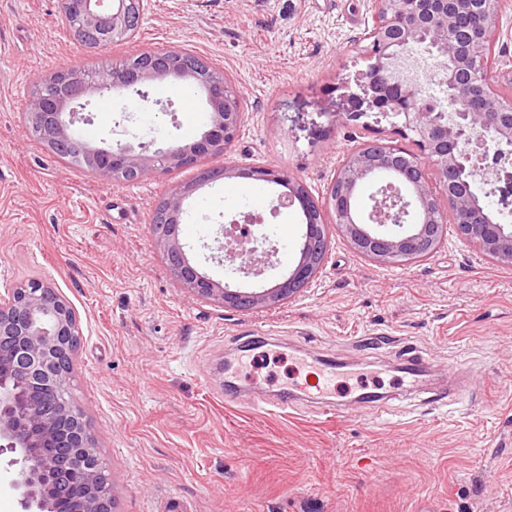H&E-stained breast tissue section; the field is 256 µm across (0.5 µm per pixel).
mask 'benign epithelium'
<instances>
[{"label":"benign epithelium","mask_w":512,"mask_h":512,"mask_svg":"<svg viewBox=\"0 0 512 512\" xmlns=\"http://www.w3.org/2000/svg\"><path fill=\"white\" fill-rule=\"evenodd\" d=\"M504 3L376 0L363 36L369 64L343 111L353 119L368 114L397 119L398 134L420 153L388 139L367 141L343 158L322 201L301 179L274 167L241 170L226 164L202 172L157 207L162 225L156 245L187 292L234 310L277 306L315 279L330 248L332 225L355 252L382 266L429 257L444 245L450 224L481 255L512 266V224L474 183L482 171L504 180L507 194L501 204L508 205L512 95H505L503 87H512V76L498 69L496 52L506 50L512 34L502 42L492 31V19ZM65 6L74 26L96 31L97 46L106 50L130 38L133 10L143 0H66ZM421 47L445 86L442 104L427 98L417 79L397 71L396 64ZM165 81L205 95L209 116L199 138L157 148L153 141L91 145L75 135L80 100L112 88L132 91L146 102L145 89ZM45 83L57 92L33 94L26 112L32 135L50 151L65 146L73 160L114 186L193 166L205 155H226L242 121L232 83L173 49L135 54L120 66L91 74L62 69ZM242 176L286 188L276 202L298 207L308 219L296 264L271 288L244 291L211 279L191 262L180 238L186 200L217 179ZM367 183L379 187L365 214L356 199ZM243 241L235 236L224 243V262L247 276L274 266L275 250L238 248ZM79 336L73 308L52 283L33 280L0 293V456L12 455L7 466L20 512H112V488L96 439L70 397L69 370Z\"/></svg>","instance_id":"benign-epithelium-1"}]
</instances>
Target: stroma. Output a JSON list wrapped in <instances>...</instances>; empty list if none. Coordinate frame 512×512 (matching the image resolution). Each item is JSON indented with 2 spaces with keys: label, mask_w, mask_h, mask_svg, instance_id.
I'll return each instance as SVG.
<instances>
[{
  "label": "stroma",
  "mask_w": 512,
  "mask_h": 512,
  "mask_svg": "<svg viewBox=\"0 0 512 512\" xmlns=\"http://www.w3.org/2000/svg\"><path fill=\"white\" fill-rule=\"evenodd\" d=\"M373 0H146L136 37L79 44L61 0H0V290L49 280L80 329L71 396L112 482L113 512H512V267L449 234L420 262L377 265L333 235L321 269L281 305L237 311L183 289L152 220L172 187L223 164L282 168L323 197L361 138L396 139L390 121L334 113L366 69ZM178 48L206 58L240 93L243 120L225 157L114 186L50 153L24 122L31 85L64 68H100L133 52ZM160 86L147 101L107 90L90 99L82 140L164 146L199 136ZM278 186L220 179L189 201L180 235L214 280L270 288L299 256L301 211L276 208ZM260 215L277 249L259 277L210 259L222 225ZM428 359V388L451 369L469 399L427 404L399 382ZM338 356L333 404L301 398L300 358ZM378 393L385 412L359 402Z\"/></svg>",
  "instance_id": "obj_1"
}]
</instances>
